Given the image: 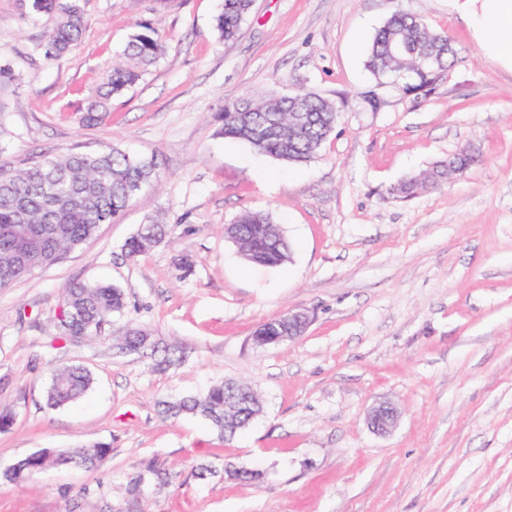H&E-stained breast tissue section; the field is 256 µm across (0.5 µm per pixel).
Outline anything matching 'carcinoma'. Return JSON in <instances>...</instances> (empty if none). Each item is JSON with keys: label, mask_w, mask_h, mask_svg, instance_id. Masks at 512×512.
<instances>
[{"label": "carcinoma", "mask_w": 512, "mask_h": 512, "mask_svg": "<svg viewBox=\"0 0 512 512\" xmlns=\"http://www.w3.org/2000/svg\"><path fill=\"white\" fill-rule=\"evenodd\" d=\"M31 9L54 17L45 35V54L60 56L75 47L83 31L78 0H30ZM253 0H224L216 18V30L226 40L234 38L249 15ZM162 53L153 29L133 34L124 49L125 62L109 69L88 112H108L112 97L134 86ZM458 60L451 37L431 28L422 18L393 13L376 32L368 52L367 67L376 85L411 75L402 85L416 92L439 82L449 64ZM337 118L334 102L312 93L272 96L255 101L241 99L224 107V136L247 142L256 150L288 163L306 162L319 154L332 134ZM473 162L467 149L448 158V164L402 182L397 192L407 198L426 184H438L466 171ZM153 159L132 156L111 148L97 154H43L20 167L0 165V288L26 277L18 257L39 252L52 265L110 224L148 187L156 175ZM26 224L41 230L38 235L19 231ZM167 234L157 222L142 225L124 244L125 254L135 259L151 251ZM225 237L242 258L255 265L276 266L290 259L291 249L280 225L271 215L249 211L224 225ZM126 309L123 291L100 282L73 281L64 288L58 335L67 339L77 333L91 336ZM288 331L286 316L261 325L257 332L281 336ZM145 344L143 354L154 359L159 352L149 332L131 323L120 344ZM89 370L76 365L53 370L47 403L61 407L78 401L92 387ZM263 410L257 391L248 384L222 382L203 396H189L164 404L170 417L201 416L219 436H233L248 427ZM85 456L68 449H45L39 456L18 460L0 480L18 484L35 471L80 465L95 466L107 455L103 444L93 445Z\"/></svg>", "instance_id": "1"}]
</instances>
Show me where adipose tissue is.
Masks as SVG:
<instances>
[{"mask_svg":"<svg viewBox=\"0 0 512 512\" xmlns=\"http://www.w3.org/2000/svg\"><path fill=\"white\" fill-rule=\"evenodd\" d=\"M484 55L512 71V0H451Z\"/></svg>","mask_w":512,"mask_h":512,"instance_id":"ef3b65f1","label":"adipose tissue"}]
</instances>
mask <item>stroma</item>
Segmentation results:
<instances>
[{"mask_svg": "<svg viewBox=\"0 0 512 512\" xmlns=\"http://www.w3.org/2000/svg\"><path fill=\"white\" fill-rule=\"evenodd\" d=\"M28 4L0 0V66L15 75L0 87V163L117 146L158 168L92 239L0 288V471L44 448L109 449L92 469L0 483V512H512V72L448 0H254L229 41L215 30L223 0H79L80 42L52 58L53 20ZM397 10L448 32L462 58L431 93L376 86L366 67ZM146 26L164 53L87 121L100 76ZM372 86L376 112L361 97ZM297 90L338 109L316 159L285 164L225 137V105ZM464 146L478 157L464 174L397 193ZM246 210L272 214L289 261L241 259L223 227ZM152 220L166 237L128 259ZM75 280L115 285L127 304L78 344L55 330ZM296 310L312 317L304 335L254 347L261 324ZM132 321L184 361L158 371L120 352ZM69 364L94 386L50 408L51 372ZM225 380L251 383L264 406L234 437L163 414ZM384 401L399 420L379 436L366 417ZM153 468L173 485L157 487Z\"/></svg>", "mask_w": 512, "mask_h": 512, "instance_id": "35a3bbf8", "label": "stroma"}]
</instances>
